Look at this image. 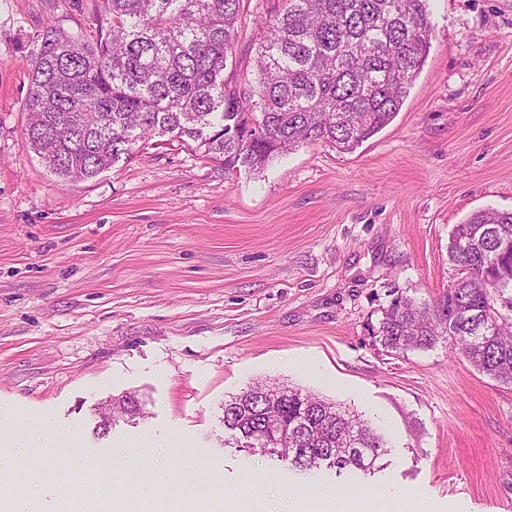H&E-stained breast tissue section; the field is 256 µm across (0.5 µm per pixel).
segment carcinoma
Returning <instances> with one entry per match:
<instances>
[{"instance_id": "cac0c4a2", "label": "carcinoma", "mask_w": 512, "mask_h": 512, "mask_svg": "<svg viewBox=\"0 0 512 512\" xmlns=\"http://www.w3.org/2000/svg\"><path fill=\"white\" fill-rule=\"evenodd\" d=\"M97 36L49 25L23 57L26 136L52 172L91 179L152 139L259 174L312 142L356 150L387 126L425 62L428 0H287L266 25L257 85L228 68L243 0H105ZM455 287L431 301L398 296L369 335L395 353L446 342L477 371L512 385V211L454 225ZM134 395L112 399L130 417ZM275 412L281 447L251 443ZM224 429L298 471L371 474L385 440L359 415L298 388L257 383L224 401Z\"/></svg>"}]
</instances>
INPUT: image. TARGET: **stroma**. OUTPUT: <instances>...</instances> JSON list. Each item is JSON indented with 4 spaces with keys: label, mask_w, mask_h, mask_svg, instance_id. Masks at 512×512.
I'll list each match as a JSON object with an SVG mask.
<instances>
[{
    "label": "stroma",
    "mask_w": 512,
    "mask_h": 512,
    "mask_svg": "<svg viewBox=\"0 0 512 512\" xmlns=\"http://www.w3.org/2000/svg\"><path fill=\"white\" fill-rule=\"evenodd\" d=\"M284 7L244 0L239 83ZM102 9L0 0V430L42 476L38 512L66 483L124 506L158 467L172 480L141 512H512V386L446 343L368 335L393 298L447 288L453 225L512 211V0H429L426 61L354 152L306 144L254 174L141 144L68 182L25 135L24 46L49 24L92 37ZM259 381L362 415L382 469L301 473L239 447L224 402ZM129 392L142 416L102 429L98 406Z\"/></svg>",
    "instance_id": "35a3bbf8"
}]
</instances>
